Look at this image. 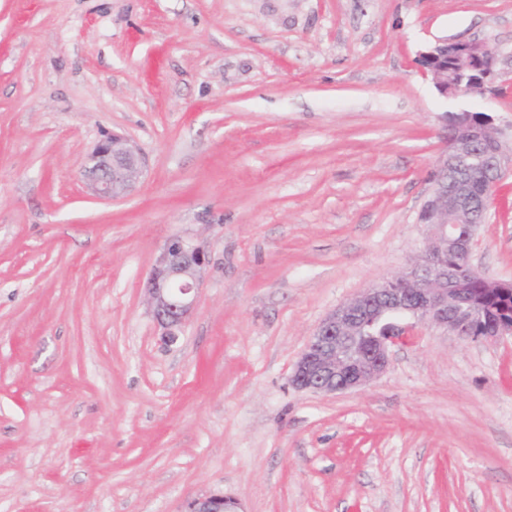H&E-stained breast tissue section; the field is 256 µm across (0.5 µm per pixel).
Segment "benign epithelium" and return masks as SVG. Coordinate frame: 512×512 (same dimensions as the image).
<instances>
[{"label": "benign epithelium", "mask_w": 512, "mask_h": 512, "mask_svg": "<svg viewBox=\"0 0 512 512\" xmlns=\"http://www.w3.org/2000/svg\"><path fill=\"white\" fill-rule=\"evenodd\" d=\"M424 76L443 97L483 95L493 89L499 53L489 42L440 38L417 55ZM447 144L431 173V187L419 212V223L430 228L417 259L406 269L369 286L330 311L296 361L291 384L317 394L350 392L386 372L391 348L409 344L424 326L452 332L465 341H497L512 336V321H502L486 333L470 331L480 311L472 300L471 285L512 290V281L481 274L473 265L477 230L462 227L474 221L475 201L487 218L496 187L512 172V142L493 124L479 126L473 112L461 110L443 116ZM492 137L494 150L483 170L473 173L460 162ZM145 168V158L126 137L100 140L87 159L84 178L103 200H117L134 188ZM205 251L182 238L163 248L147 281L152 315L163 335L173 341L196 303ZM189 512H236L235 502L221 494L193 500Z\"/></svg>", "instance_id": "obj_1"}]
</instances>
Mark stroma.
<instances>
[{
	"instance_id": "35a3bbf8",
	"label": "stroma",
	"mask_w": 512,
	"mask_h": 512,
	"mask_svg": "<svg viewBox=\"0 0 512 512\" xmlns=\"http://www.w3.org/2000/svg\"><path fill=\"white\" fill-rule=\"evenodd\" d=\"M444 36L494 45L503 95H439ZM462 109L512 133V0H0V512H512V337L422 327L357 391L289 383L422 246ZM112 132L146 168L105 202ZM176 237L210 263L169 343ZM473 263L512 280V174ZM144 168L140 150L126 137L112 133L89 155L83 175L97 197L117 200L132 191ZM208 260L197 245L175 238L163 248L147 281L152 315L170 341L186 324L196 303L201 273ZM235 504L224 494H212L194 499L190 504L189 512H238L234 510Z\"/></svg>"
}]
</instances>
